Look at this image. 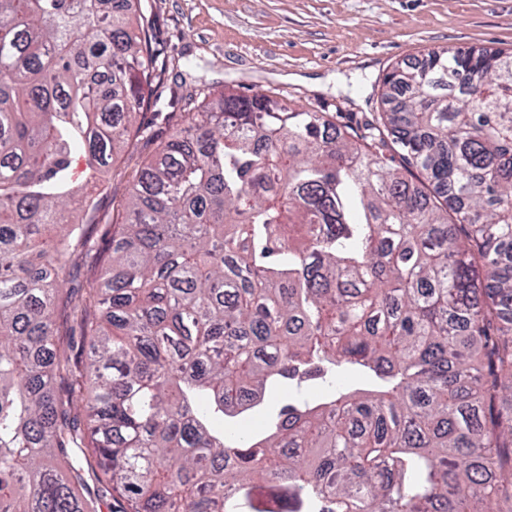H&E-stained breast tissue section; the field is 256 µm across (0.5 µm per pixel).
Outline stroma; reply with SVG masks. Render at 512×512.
I'll return each mask as SVG.
<instances>
[{
	"label": "stroma",
	"instance_id": "1",
	"mask_svg": "<svg viewBox=\"0 0 512 512\" xmlns=\"http://www.w3.org/2000/svg\"><path fill=\"white\" fill-rule=\"evenodd\" d=\"M167 70L163 115L137 117L143 134L116 167L74 182L99 193L98 220L112 221L138 169L183 127L172 90L232 89L276 96L341 126L380 111L381 79L395 63L431 51L512 48V0H145Z\"/></svg>",
	"mask_w": 512,
	"mask_h": 512
}]
</instances>
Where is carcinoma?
<instances>
[{
    "mask_svg": "<svg viewBox=\"0 0 512 512\" xmlns=\"http://www.w3.org/2000/svg\"><path fill=\"white\" fill-rule=\"evenodd\" d=\"M7 2L0 512H512V48L395 65L357 128L215 92L99 234L71 159L158 107L143 0ZM101 268L93 262V259L86 253H80L74 257L59 274L63 279L69 281V285L75 288H86L88 282L100 277Z\"/></svg>",
    "mask_w": 512,
    "mask_h": 512,
    "instance_id": "carcinoma-1",
    "label": "carcinoma"
}]
</instances>
